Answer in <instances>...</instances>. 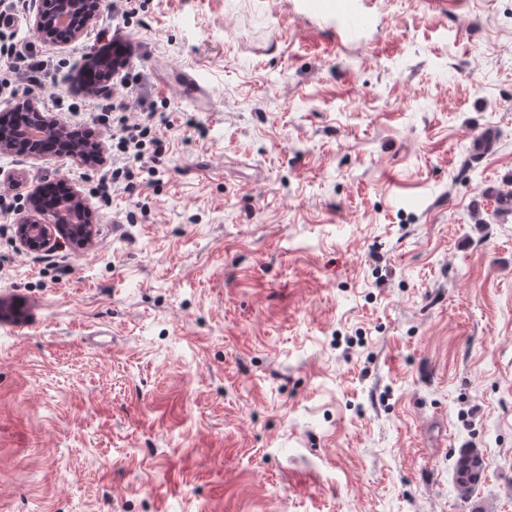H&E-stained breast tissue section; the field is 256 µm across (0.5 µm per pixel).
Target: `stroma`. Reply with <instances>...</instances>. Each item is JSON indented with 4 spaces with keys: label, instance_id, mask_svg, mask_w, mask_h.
Masks as SVG:
<instances>
[{
    "label": "stroma",
    "instance_id": "obj_1",
    "mask_svg": "<svg viewBox=\"0 0 512 512\" xmlns=\"http://www.w3.org/2000/svg\"><path fill=\"white\" fill-rule=\"evenodd\" d=\"M110 3L0 100L90 127L115 34L116 101L168 120L156 181L106 204L102 166L0 154V512H512V0H379L343 50L291 0ZM183 68L211 111L162 85ZM59 182L94 240L27 251ZM485 471L482 454L475 448L461 451L454 463V485L462 499L473 495Z\"/></svg>",
    "mask_w": 512,
    "mask_h": 512
}]
</instances>
